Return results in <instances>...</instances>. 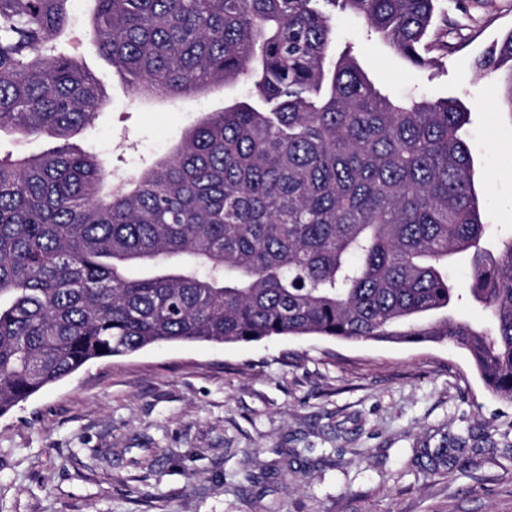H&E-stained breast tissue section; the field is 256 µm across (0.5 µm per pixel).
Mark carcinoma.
<instances>
[{
    "label": "carcinoma",
    "instance_id": "obj_1",
    "mask_svg": "<svg viewBox=\"0 0 512 512\" xmlns=\"http://www.w3.org/2000/svg\"><path fill=\"white\" fill-rule=\"evenodd\" d=\"M73 2L0 0V133L57 141L0 156L1 416L91 360L290 335L446 340L512 401V237L481 247L469 112L382 93L331 23L429 68L438 0H93L84 36L137 94L248 85L129 180L69 143L106 106L67 50ZM507 62L512 29L476 68ZM467 251L485 330L451 315Z\"/></svg>",
    "mask_w": 512,
    "mask_h": 512
}]
</instances>
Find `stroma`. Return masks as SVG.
I'll return each instance as SVG.
<instances>
[{"instance_id": "1", "label": "stroma", "mask_w": 512, "mask_h": 512, "mask_svg": "<svg viewBox=\"0 0 512 512\" xmlns=\"http://www.w3.org/2000/svg\"><path fill=\"white\" fill-rule=\"evenodd\" d=\"M447 54L420 69L339 14L382 92L459 98L496 250L512 235V122L475 60L512 29V0H441ZM106 106L72 144L129 177L244 83L135 99L74 34ZM443 453L439 472L425 453ZM0 512H512V402L446 342L320 336L170 343L95 360L0 417Z\"/></svg>"}]
</instances>
